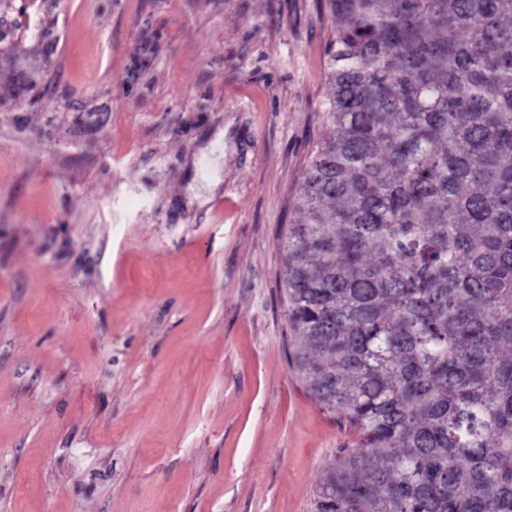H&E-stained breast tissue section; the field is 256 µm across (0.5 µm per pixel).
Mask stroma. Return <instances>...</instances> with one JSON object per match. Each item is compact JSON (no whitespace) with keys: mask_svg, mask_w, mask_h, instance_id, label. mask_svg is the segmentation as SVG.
<instances>
[{"mask_svg":"<svg viewBox=\"0 0 512 512\" xmlns=\"http://www.w3.org/2000/svg\"><path fill=\"white\" fill-rule=\"evenodd\" d=\"M0 512H311L355 434L280 241L325 0H0Z\"/></svg>","mask_w":512,"mask_h":512,"instance_id":"stroma-1","label":"stroma"}]
</instances>
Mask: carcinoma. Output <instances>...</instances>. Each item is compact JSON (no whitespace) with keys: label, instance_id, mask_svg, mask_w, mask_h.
I'll return each mask as SVG.
<instances>
[{"label":"carcinoma","instance_id":"cac0c4a2","mask_svg":"<svg viewBox=\"0 0 512 512\" xmlns=\"http://www.w3.org/2000/svg\"><path fill=\"white\" fill-rule=\"evenodd\" d=\"M333 133L279 247L356 433L313 512H512V0H327Z\"/></svg>","mask_w":512,"mask_h":512}]
</instances>
